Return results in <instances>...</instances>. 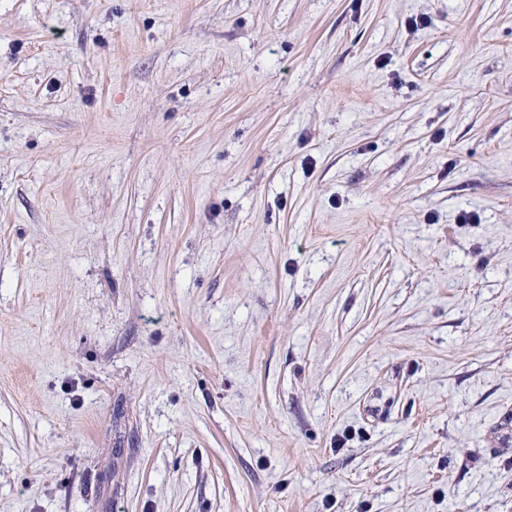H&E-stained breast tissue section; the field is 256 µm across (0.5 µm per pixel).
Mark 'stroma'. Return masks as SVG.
<instances>
[{"label": "stroma", "instance_id": "35a3bbf8", "mask_svg": "<svg viewBox=\"0 0 512 512\" xmlns=\"http://www.w3.org/2000/svg\"><path fill=\"white\" fill-rule=\"evenodd\" d=\"M0 512H512V0H0Z\"/></svg>", "mask_w": 512, "mask_h": 512}]
</instances>
